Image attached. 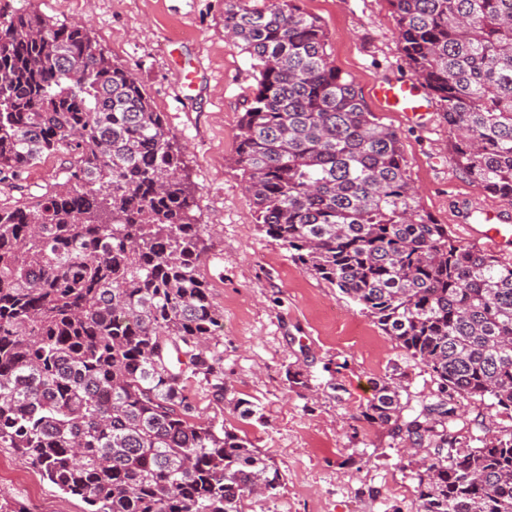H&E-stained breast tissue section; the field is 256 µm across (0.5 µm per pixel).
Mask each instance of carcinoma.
Returning <instances> with one entry per match:
<instances>
[{
	"label": "carcinoma",
	"instance_id": "1",
	"mask_svg": "<svg viewBox=\"0 0 512 512\" xmlns=\"http://www.w3.org/2000/svg\"><path fill=\"white\" fill-rule=\"evenodd\" d=\"M406 64L439 103L458 169L512 204V0H388ZM257 85L235 163L256 223L437 381L403 414L381 380L362 417L428 448L420 512H512V432L459 450L454 396L512 412V261L456 243L298 0H224ZM64 151L63 181L0 204V447L88 512H241L281 486L272 458L199 422L224 378L201 273L207 228L165 116L79 25L0 22V180Z\"/></svg>",
	"mask_w": 512,
	"mask_h": 512
}]
</instances>
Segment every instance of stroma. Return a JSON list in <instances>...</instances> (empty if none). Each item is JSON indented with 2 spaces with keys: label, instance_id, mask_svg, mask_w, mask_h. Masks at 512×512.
Here are the masks:
<instances>
[{
  "label": "stroma",
  "instance_id": "obj_1",
  "mask_svg": "<svg viewBox=\"0 0 512 512\" xmlns=\"http://www.w3.org/2000/svg\"><path fill=\"white\" fill-rule=\"evenodd\" d=\"M321 19L328 51L382 123L399 134L408 175L421 207L447 225L457 243L485 248L463 227L467 213L502 207L456 167L439 105L424 122L379 112L372 96L381 80L409 76L387 0H300ZM26 7L62 23L85 26L106 55L137 77L177 140L183 169L196 191L197 223L208 242L202 272L219 320L210 345L224 376L223 403L203 377L188 394L200 421L226 427L267 452L284 476L276 495H250L242 512H418L408 463L413 451L388 428L365 421L373 384L389 380L401 402L416 406L435 391L428 368L396 345L338 289L306 273L279 242L260 231L233 159L243 105L256 86L248 55L224 36V0H0V21ZM192 84L180 83L181 71ZM68 161L42 158L0 182V204L23 205L62 181ZM300 369L307 387L289 383ZM344 392L335 395L333 384ZM257 414L244 420L237 400ZM465 419L484 416L490 430L470 429L479 447L486 434L512 432V416L479 399L455 396ZM40 512H87L77 496L58 490L14 449L0 448V499Z\"/></svg>",
  "mask_w": 512,
  "mask_h": 512
}]
</instances>
